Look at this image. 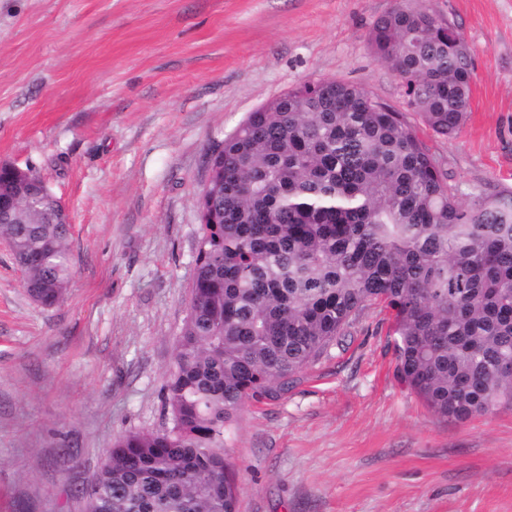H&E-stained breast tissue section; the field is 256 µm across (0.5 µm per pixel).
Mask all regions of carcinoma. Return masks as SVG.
<instances>
[{
	"mask_svg": "<svg viewBox=\"0 0 512 512\" xmlns=\"http://www.w3.org/2000/svg\"><path fill=\"white\" fill-rule=\"evenodd\" d=\"M408 106L451 138L474 70L457 28L397 7L368 35ZM217 223L199 224L191 303L165 387L170 425L115 438L86 512H238L226 435L369 305L393 314L398 378L456 421L512 406V194L462 206L417 130L366 90L309 82L224 140ZM0 224L27 293L65 298L70 225Z\"/></svg>",
	"mask_w": 512,
	"mask_h": 512,
	"instance_id": "carcinoma-1",
	"label": "carcinoma"
}]
</instances>
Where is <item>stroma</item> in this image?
<instances>
[{
    "instance_id": "stroma-1",
    "label": "stroma",
    "mask_w": 512,
    "mask_h": 512,
    "mask_svg": "<svg viewBox=\"0 0 512 512\" xmlns=\"http://www.w3.org/2000/svg\"><path fill=\"white\" fill-rule=\"evenodd\" d=\"M400 4L471 48L454 138L370 52ZM318 80L401 112L460 202L512 193V0H0V166L65 205L73 267L43 307L0 242V512H84L113 440L167 426L211 160L250 112ZM227 452L238 512H512V407L431 411L395 375L379 305L287 392L247 402Z\"/></svg>"
}]
</instances>
